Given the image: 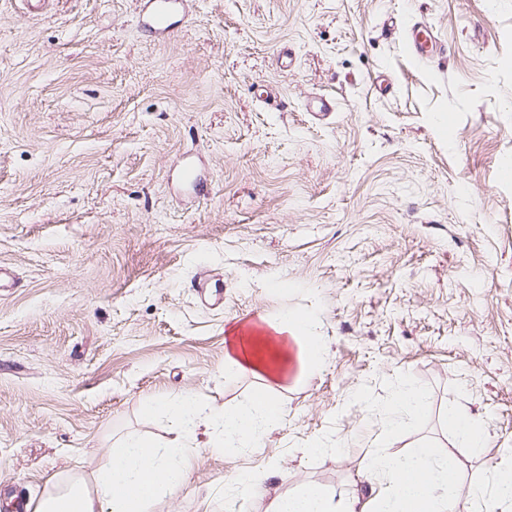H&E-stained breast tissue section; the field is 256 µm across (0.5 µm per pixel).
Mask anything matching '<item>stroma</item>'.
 <instances>
[{
	"mask_svg": "<svg viewBox=\"0 0 512 512\" xmlns=\"http://www.w3.org/2000/svg\"><path fill=\"white\" fill-rule=\"evenodd\" d=\"M146 2L0 0V512L119 437L167 442L154 399L248 401L227 333L286 313L325 347L273 386L286 422L200 449L155 512H266L309 483L364 500L376 449L488 481L512 452V0H182L165 36ZM417 22L443 54L411 53ZM406 385L424 406L382 426ZM258 471L263 498L237 483ZM448 427L459 434L476 454H481L486 447V437L483 421L478 417L468 415L455 405H448L446 412Z\"/></svg>",
	"mask_w": 512,
	"mask_h": 512,
	"instance_id": "obj_1",
	"label": "stroma"
}]
</instances>
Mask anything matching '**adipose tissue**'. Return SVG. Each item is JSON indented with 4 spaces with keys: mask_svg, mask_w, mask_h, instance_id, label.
I'll return each mask as SVG.
<instances>
[{
    "mask_svg": "<svg viewBox=\"0 0 512 512\" xmlns=\"http://www.w3.org/2000/svg\"><path fill=\"white\" fill-rule=\"evenodd\" d=\"M322 360L314 317L286 314L264 330L234 329L224 349V372H249L277 382L291 362L315 370ZM154 408L167 419L169 445L138 436L121 439L110 446L93 476L76 474L56 482L33 512H150L160 496L177 494L186 483L200 448L198 433L209 435L213 452L232 454L258 444L288 415L267 386L232 411L203 409L189 395L157 399ZM368 468L383 488L366 501L339 503L323 487L308 484L298 493L274 498L271 512H512V457L491 462L486 488L464 487L453 456L436 458L425 450L408 457L377 450Z\"/></svg>",
    "mask_w": 512,
    "mask_h": 512,
    "instance_id": "ef3b65f1",
    "label": "adipose tissue"
}]
</instances>
